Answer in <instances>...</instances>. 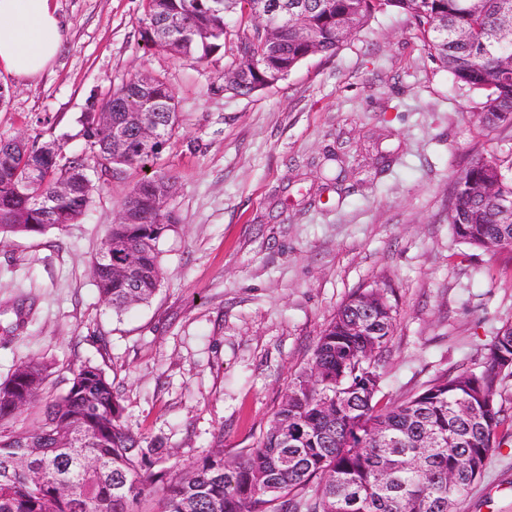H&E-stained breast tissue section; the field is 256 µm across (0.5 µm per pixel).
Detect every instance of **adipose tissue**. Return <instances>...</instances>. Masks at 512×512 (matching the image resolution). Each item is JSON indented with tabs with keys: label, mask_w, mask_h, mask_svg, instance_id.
<instances>
[{
	"label": "adipose tissue",
	"mask_w": 512,
	"mask_h": 512,
	"mask_svg": "<svg viewBox=\"0 0 512 512\" xmlns=\"http://www.w3.org/2000/svg\"><path fill=\"white\" fill-rule=\"evenodd\" d=\"M65 36L53 0H0V69L13 77L41 75L58 56Z\"/></svg>",
	"instance_id": "1"
}]
</instances>
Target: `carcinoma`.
<instances>
[{
	"instance_id": "carcinoma-1",
	"label": "carcinoma",
	"mask_w": 512,
	"mask_h": 512,
	"mask_svg": "<svg viewBox=\"0 0 512 512\" xmlns=\"http://www.w3.org/2000/svg\"><path fill=\"white\" fill-rule=\"evenodd\" d=\"M258 0H148L140 35L164 49L159 26L170 22L172 55L207 62L236 33L227 68L232 95H250L295 70L316 47L333 55L348 35L379 13L407 15L430 56L461 90L478 95L479 124L512 127V0H278L279 21L257 29ZM164 77L138 74L91 103L84 114L88 149L106 173L146 163L153 152L133 143L139 110L149 109L168 141L179 128ZM109 114L97 122L91 115ZM126 124L131 146L112 141ZM38 141L0 139V236L42 234L75 224L94 184L87 157L60 163ZM175 181L138 182L122 208L135 224H113L91 263L99 294L120 315L149 301L162 280L159 242L173 227ZM448 223L469 248L512 252V149L476 152L455 179ZM134 254L137 263L125 265ZM363 336L347 332L353 300L322 330L312 365L297 375L259 445L228 463L222 451L199 458L172 481L161 449L135 433L112 379L98 364L70 369L65 391L27 425L24 410L44 398L49 365L30 360L0 381V512H132L142 496H161V512H452L481 477L493 449L512 435L499 389L512 376V322L483 347L478 371L436 376L421 390L381 404L380 357L393 335L394 309L377 289Z\"/></svg>"
}]
</instances>
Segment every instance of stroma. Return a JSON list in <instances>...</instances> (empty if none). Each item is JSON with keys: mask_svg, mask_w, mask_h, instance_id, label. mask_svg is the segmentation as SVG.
<instances>
[{"mask_svg": "<svg viewBox=\"0 0 512 512\" xmlns=\"http://www.w3.org/2000/svg\"><path fill=\"white\" fill-rule=\"evenodd\" d=\"M55 4L67 38L48 70L29 80L0 71V138L71 155L85 144L88 101L143 72L165 77L181 126L147 166L104 176L91 165L79 223L0 241V379L39 359L52 363L46 390L58 395L71 368L100 363L129 425L181 474L215 449L230 462L259 444L321 331L358 291L379 289L394 309L387 397L480 368L484 345L512 322V254L464 251L448 194L473 152L512 148V128L479 125L473 94L404 14H378L335 55L232 96L222 86L233 40L201 64L144 50L147 0ZM148 173L175 179V229L159 244V291L118 316L90 262ZM457 512H512V436Z\"/></svg>", "mask_w": 512, "mask_h": 512, "instance_id": "35a3bbf8", "label": "stroma"}]
</instances>
